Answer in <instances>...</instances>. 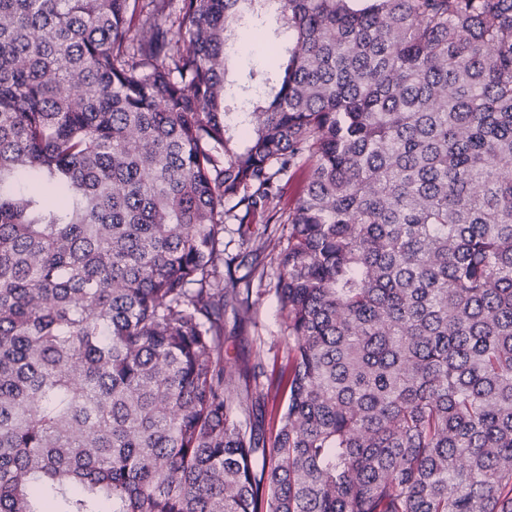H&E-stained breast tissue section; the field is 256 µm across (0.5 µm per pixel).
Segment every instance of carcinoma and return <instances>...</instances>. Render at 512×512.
<instances>
[{
  "instance_id": "cac0c4a2",
  "label": "carcinoma",
  "mask_w": 512,
  "mask_h": 512,
  "mask_svg": "<svg viewBox=\"0 0 512 512\" xmlns=\"http://www.w3.org/2000/svg\"><path fill=\"white\" fill-rule=\"evenodd\" d=\"M141 2L0 0V512H512V0ZM267 61L265 44L256 37L255 31L249 28L241 30L239 51L232 58L235 69L241 73H247L250 69L262 68ZM224 256L240 255L236 264L244 259L237 275L244 274L251 266L257 267L252 280L251 302H255L253 319L248 325L240 324L236 315L230 309L224 313V358L234 362H241L251 358L256 352L264 356L268 373L273 365L276 369L286 362L288 352L287 339L279 310V302L275 295L278 267L274 259L276 253L266 251H253L258 247V238L255 235L248 244H241L237 233L238 224H225ZM244 257V258H243ZM264 270L262 279L259 274Z\"/></svg>"
}]
</instances>
